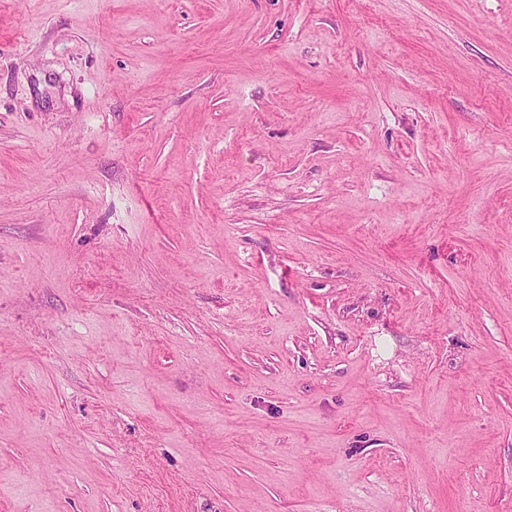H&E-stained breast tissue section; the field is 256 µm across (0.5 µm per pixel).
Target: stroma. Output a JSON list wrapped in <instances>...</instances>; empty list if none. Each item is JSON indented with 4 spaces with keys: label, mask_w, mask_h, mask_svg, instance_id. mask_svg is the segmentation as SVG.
<instances>
[{
    "label": "stroma",
    "mask_w": 512,
    "mask_h": 512,
    "mask_svg": "<svg viewBox=\"0 0 512 512\" xmlns=\"http://www.w3.org/2000/svg\"><path fill=\"white\" fill-rule=\"evenodd\" d=\"M0 512H512V0H0Z\"/></svg>",
    "instance_id": "35a3bbf8"
}]
</instances>
